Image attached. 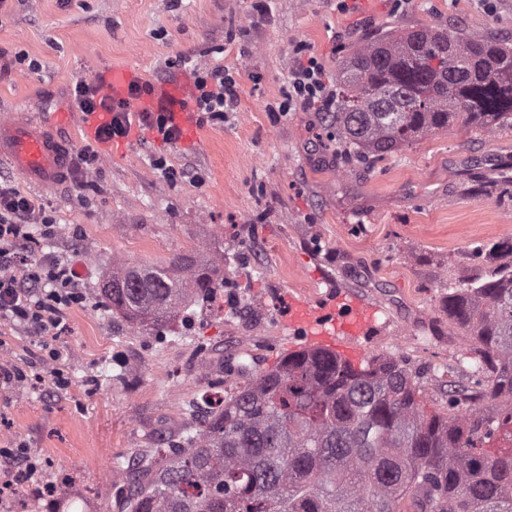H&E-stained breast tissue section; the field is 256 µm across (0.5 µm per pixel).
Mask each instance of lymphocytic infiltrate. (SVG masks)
Here are the masks:
<instances>
[{"label":"lymphocytic infiltrate","mask_w":512,"mask_h":512,"mask_svg":"<svg viewBox=\"0 0 512 512\" xmlns=\"http://www.w3.org/2000/svg\"><path fill=\"white\" fill-rule=\"evenodd\" d=\"M195 109L215 121H223L225 112L237 100V86L223 65L213 64L197 68ZM75 106L83 112L103 108L111 112L112 120L98 132V138L107 141L128 134L132 124L157 131L165 142L179 139L180 131L169 124L162 112H133L128 101L108 103L99 99L97 88L87 82L77 83L73 93ZM316 106L318 111H333L336 96L330 91L324 71L315 57L303 54L291 74L288 100L281 111H290L293 104ZM55 233L52 218L34 197L23 192L10 179H0V319L29 333L42 336L58 329L63 322V307L76 297L73 280L64 278L57 262L41 261L38 267H29L25 258L26 245L33 239L50 238Z\"/></svg>","instance_id":"f902f5d3"}]
</instances>
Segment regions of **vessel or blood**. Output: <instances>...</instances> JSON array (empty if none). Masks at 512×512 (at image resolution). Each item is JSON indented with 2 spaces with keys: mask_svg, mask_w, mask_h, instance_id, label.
Listing matches in <instances>:
<instances>
[{
  "mask_svg": "<svg viewBox=\"0 0 512 512\" xmlns=\"http://www.w3.org/2000/svg\"><path fill=\"white\" fill-rule=\"evenodd\" d=\"M140 78V72L132 67L109 69L98 81L100 93L115 99L126 97L130 85ZM193 97L191 83L176 79L138 99L134 108L139 112L166 109L173 124L192 135L197 131ZM71 155L70 147L55 140L36 119H0V162L8 164L32 187L46 190L66 181ZM376 313V307L349 291L333 293L315 304L292 296L285 323L292 332L304 335L309 347L325 348L339 336H367L375 326Z\"/></svg>",
  "mask_w": 512,
  "mask_h": 512,
  "instance_id": "obj_1",
  "label": "vessel or blood"
}]
</instances>
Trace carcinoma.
Segmentation results:
<instances>
[{"mask_svg":"<svg viewBox=\"0 0 512 512\" xmlns=\"http://www.w3.org/2000/svg\"><path fill=\"white\" fill-rule=\"evenodd\" d=\"M344 160L366 164L458 122L512 123V43L417 26L374 37L336 72L326 113ZM224 262L113 264L112 310L146 332L215 289ZM448 318L487 376L480 398L512 397V261L448 285ZM128 512H512V408L429 411L392 357L356 366L303 350L254 377L185 445L160 449Z\"/></svg>","mask_w":512,"mask_h":512,"instance_id":"cac0c4a2","label":"carcinoma"}]
</instances>
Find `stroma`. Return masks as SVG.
Returning a JSON list of instances; mask_svg holds the SVG:
<instances>
[{
	"instance_id": "35a3bbf8",
	"label": "stroma",
	"mask_w": 512,
	"mask_h": 512,
	"mask_svg": "<svg viewBox=\"0 0 512 512\" xmlns=\"http://www.w3.org/2000/svg\"><path fill=\"white\" fill-rule=\"evenodd\" d=\"M459 28L511 41L512 0H8L0 9V117L26 112L84 146L71 91L96 71L140 70L148 86L224 64L237 102L224 121L198 116L195 139L163 142L132 125L95 143L86 184L36 192L56 220L35 252L87 260L85 303L61 331L35 337L0 323V448L36 467L0 512H121L113 474L127 459L184 444L204 371L225 392L276 366L304 337L283 321L288 295L320 302L345 289L379 309L353 364L391 356L430 404L482 391L472 344L448 318V285L498 265L483 250L512 241V126L455 127L374 167L345 163L314 108L277 107L298 51L327 83L352 49L393 29ZM161 156L178 173L154 170ZM220 251L224 312L194 304L144 333L102 301L112 261L166 264ZM58 361H45L48 350ZM41 374L36 384L32 375Z\"/></svg>"
}]
</instances>
